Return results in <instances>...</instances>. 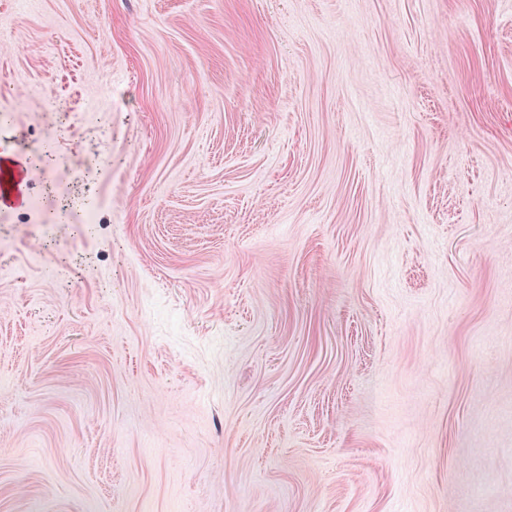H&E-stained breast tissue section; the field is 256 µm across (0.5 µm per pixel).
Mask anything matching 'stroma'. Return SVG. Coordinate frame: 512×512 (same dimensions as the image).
Wrapping results in <instances>:
<instances>
[{
  "mask_svg": "<svg viewBox=\"0 0 512 512\" xmlns=\"http://www.w3.org/2000/svg\"><path fill=\"white\" fill-rule=\"evenodd\" d=\"M2 80L0 512H512V0H0Z\"/></svg>",
  "mask_w": 512,
  "mask_h": 512,
  "instance_id": "1",
  "label": "stroma"
}]
</instances>
